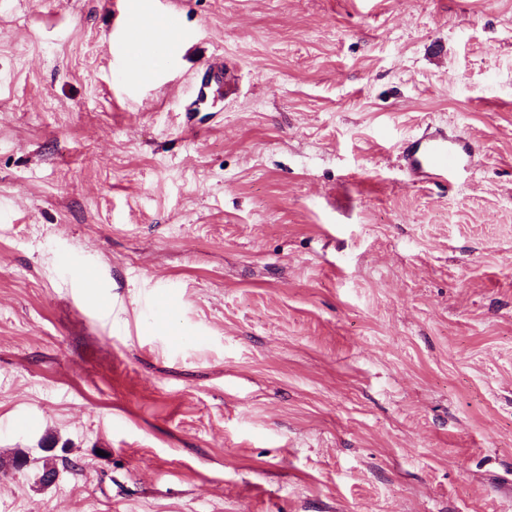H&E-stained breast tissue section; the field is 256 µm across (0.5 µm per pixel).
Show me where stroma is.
<instances>
[{
    "label": "stroma",
    "mask_w": 512,
    "mask_h": 512,
    "mask_svg": "<svg viewBox=\"0 0 512 512\" xmlns=\"http://www.w3.org/2000/svg\"><path fill=\"white\" fill-rule=\"evenodd\" d=\"M183 30L146 81L121 0H0V512H512V0ZM401 151L408 175L444 186L453 184L475 157L472 142L442 130L406 140Z\"/></svg>",
    "instance_id": "35a3bbf8"
}]
</instances>
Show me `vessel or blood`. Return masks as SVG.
Here are the masks:
<instances>
[{
    "label": "vessel or blood",
    "mask_w": 512,
    "mask_h": 512,
    "mask_svg": "<svg viewBox=\"0 0 512 512\" xmlns=\"http://www.w3.org/2000/svg\"><path fill=\"white\" fill-rule=\"evenodd\" d=\"M123 9L127 21L139 22L141 36L155 42L160 49L166 50L180 43V5H173L157 29L139 20L144 9L143 0H124ZM401 151L408 175L444 186L453 184L461 172L473 164L475 157L472 142L460 135H448L442 130L406 140Z\"/></svg>",
    "instance_id": "vessel-or-blood-1"
}]
</instances>
